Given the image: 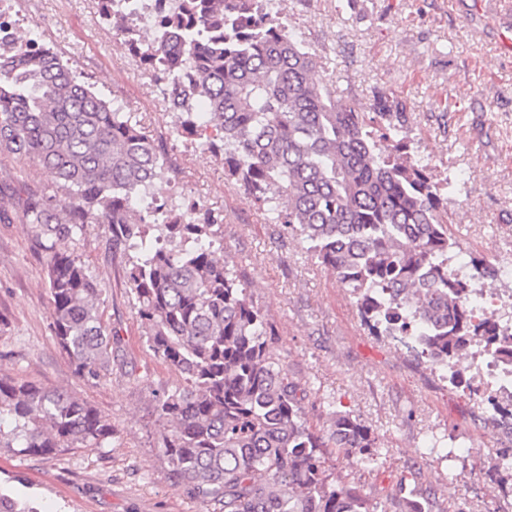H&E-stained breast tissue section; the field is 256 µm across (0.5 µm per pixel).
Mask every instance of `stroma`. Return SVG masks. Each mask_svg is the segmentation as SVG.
I'll return each instance as SVG.
<instances>
[{
  "label": "stroma",
  "instance_id": "obj_1",
  "mask_svg": "<svg viewBox=\"0 0 512 512\" xmlns=\"http://www.w3.org/2000/svg\"><path fill=\"white\" fill-rule=\"evenodd\" d=\"M499 0H283L289 32L322 57L319 76L343 100L369 109L386 95L407 116L410 146L435 172L453 170L463 189L448 198L460 248L493 267L512 262V52L490 22ZM22 30H35L108 100L123 103L168 169L157 203L190 201L224 214L223 246L241 262L256 303L275 326L274 347L308 391L314 425L328 407L371 428L377 472L350 470L363 494L403 501L419 493L433 512H512V470L489 479L512 434L496 428L475 395L442 379L400 343L361 323L335 274L285 225L271 222L224 178L219 155L186 142L177 117L138 56L127 51L94 0H16ZM0 183L51 196L61 189L33 161L0 155ZM0 372L69 390L112 424L100 448L53 458L0 452V491L38 512H202L166 479L150 415L155 392L182 384L146 349L125 257L106 225L89 227L76 251L104 294L103 319L121 343L104 378L79 379L58 351L44 262L28 224L0 199Z\"/></svg>",
  "mask_w": 512,
  "mask_h": 512
}]
</instances>
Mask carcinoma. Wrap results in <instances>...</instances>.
<instances>
[{"mask_svg":"<svg viewBox=\"0 0 512 512\" xmlns=\"http://www.w3.org/2000/svg\"><path fill=\"white\" fill-rule=\"evenodd\" d=\"M157 35L133 25L124 43L164 85L178 131L207 126L224 176L288 225L336 273L375 336H389L443 371L474 336L512 362V335L474 323L469 284L448 266L450 174L411 153L403 112L385 96L369 112L338 98L322 68L258 0H154ZM36 160L66 191L59 199L12 189L43 254L58 350L82 380L98 381L120 344L102 318V288L81 257L55 249L106 224L147 349L184 385L154 395L168 479L219 512H389L346 481L343 469L377 461L357 416L332 410L313 426L306 390L272 348L273 324L254 302L236 260L206 248L224 239L223 214L180 203L156 215L132 201L164 172L154 142L78 80L49 46L17 36L0 53V154ZM111 423L61 388L0 376V451L53 458L100 448Z\"/></svg>","mask_w":512,"mask_h":512,"instance_id":"1","label":"carcinoma"}]
</instances>
